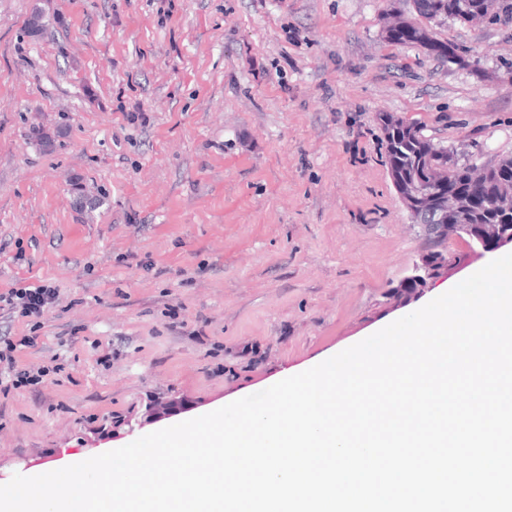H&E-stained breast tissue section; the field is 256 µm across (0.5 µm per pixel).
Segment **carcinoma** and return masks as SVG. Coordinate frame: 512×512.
<instances>
[{
    "label": "carcinoma",
    "instance_id": "1",
    "mask_svg": "<svg viewBox=\"0 0 512 512\" xmlns=\"http://www.w3.org/2000/svg\"><path fill=\"white\" fill-rule=\"evenodd\" d=\"M411 4L415 18L401 20L409 32L406 43L450 62L459 60L456 48L436 38L429 24L443 20L466 24L473 13L496 21L504 10L512 12V2L507 0H411ZM380 120L384 164L400 196L419 193L431 183L432 168L441 167L448 171V185L439 187L440 194L455 188L463 195L461 205L448 210L441 222L457 225L467 248L483 242V229L488 224L512 233V156L494 163L475 159L462 162L448 147L426 136L421 127L388 115Z\"/></svg>",
    "mask_w": 512,
    "mask_h": 512
}]
</instances>
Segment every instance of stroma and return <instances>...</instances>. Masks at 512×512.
<instances>
[{
  "mask_svg": "<svg viewBox=\"0 0 512 512\" xmlns=\"http://www.w3.org/2000/svg\"><path fill=\"white\" fill-rule=\"evenodd\" d=\"M41 14L43 36L26 33ZM410 0H0V293L55 306L0 394V483L262 391L477 272L389 299L423 236L380 114L512 156V22L384 38ZM52 138L45 146L29 130ZM122 436L111 439L113 426Z\"/></svg>",
  "mask_w": 512,
  "mask_h": 512,
  "instance_id": "obj_1",
  "label": "stroma"
}]
</instances>
